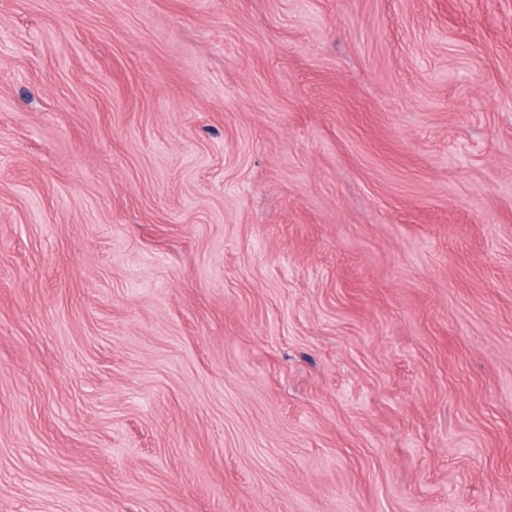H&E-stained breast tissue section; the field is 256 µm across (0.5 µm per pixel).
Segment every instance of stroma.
Masks as SVG:
<instances>
[{"label": "stroma", "instance_id": "obj_1", "mask_svg": "<svg viewBox=\"0 0 512 512\" xmlns=\"http://www.w3.org/2000/svg\"><path fill=\"white\" fill-rule=\"evenodd\" d=\"M0 512H512V0H0Z\"/></svg>", "mask_w": 512, "mask_h": 512}]
</instances>
